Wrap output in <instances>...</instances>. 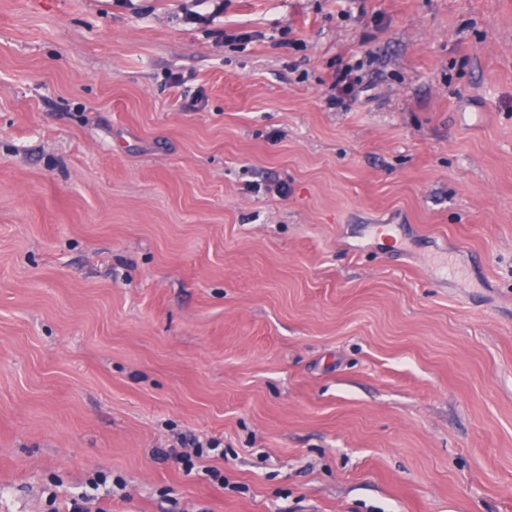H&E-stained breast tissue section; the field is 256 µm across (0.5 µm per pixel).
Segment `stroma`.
<instances>
[{"mask_svg": "<svg viewBox=\"0 0 512 512\" xmlns=\"http://www.w3.org/2000/svg\"><path fill=\"white\" fill-rule=\"evenodd\" d=\"M192 6L0 0V512H512V0Z\"/></svg>", "mask_w": 512, "mask_h": 512, "instance_id": "35a3bbf8", "label": "stroma"}]
</instances>
